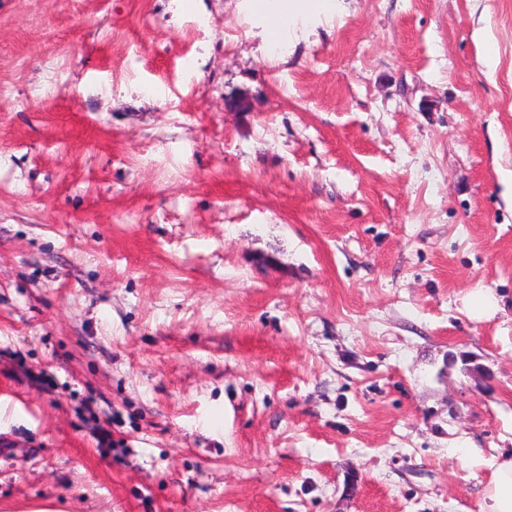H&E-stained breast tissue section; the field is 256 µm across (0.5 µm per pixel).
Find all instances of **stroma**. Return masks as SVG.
Instances as JSON below:
<instances>
[{
	"mask_svg": "<svg viewBox=\"0 0 512 512\" xmlns=\"http://www.w3.org/2000/svg\"><path fill=\"white\" fill-rule=\"evenodd\" d=\"M332 3L0 0V512H481L512 0ZM256 8L268 19L271 41L277 45L288 40L289 30L285 19L289 14L307 16L314 12H324L331 5L327 0H257ZM279 1V2H274ZM467 309L469 314L476 319L491 317L499 312L505 314L506 311L496 298L480 291L471 293L467 301Z\"/></svg>",
	"mask_w": 512,
	"mask_h": 512,
	"instance_id": "stroma-1",
	"label": "stroma"
}]
</instances>
